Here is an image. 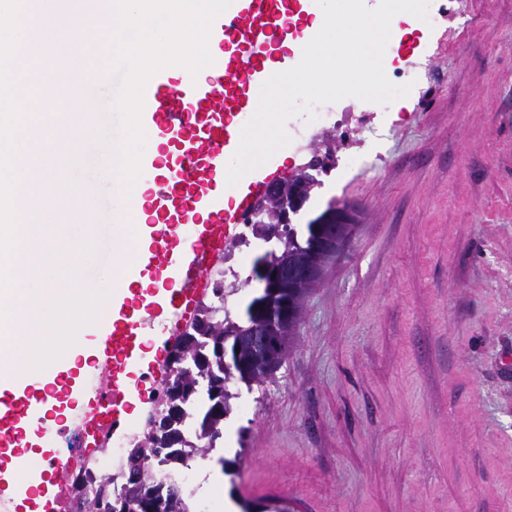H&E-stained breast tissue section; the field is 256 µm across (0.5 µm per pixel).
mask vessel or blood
<instances>
[{
	"instance_id": "1",
	"label": "vessel or blood",
	"mask_w": 512,
	"mask_h": 512,
	"mask_svg": "<svg viewBox=\"0 0 512 512\" xmlns=\"http://www.w3.org/2000/svg\"><path fill=\"white\" fill-rule=\"evenodd\" d=\"M288 37V0H235L229 12L212 24L209 49L212 66L198 78L188 72L163 69L144 90L142 124L158 138L161 149L143 155L142 173L151 189L144 206L151 225H189L185 236L161 234L152 241L148 255L127 265L126 278L150 267L166 273L172 286L163 301L144 298L138 315L126 302H115L95 326L91 367L105 365L104 380L95 384L87 404L90 436L119 429L124 421L128 376L141 366L146 339L159 336L160 310L192 318L196 303L207 288V272L223 254L224 243L240 219L249 214L268 187L278 179L275 171H253L238 185L224 181V169L240 142L250 119V88L288 68L280 48ZM232 194L236 208L227 211L225 194ZM131 203L113 201L104 215H90V223L109 228V242L123 237L130 222ZM75 380L70 370L46 369L40 381L0 366V473L11 467L30 434L46 436L48 421L70 400ZM55 475L52 491L30 486L34 512H61L67 488V470L57 449L42 457Z\"/></svg>"
}]
</instances>
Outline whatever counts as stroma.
Returning a JSON list of instances; mask_svg holds the SVG:
<instances>
[{"label":"stroma","mask_w":512,"mask_h":512,"mask_svg":"<svg viewBox=\"0 0 512 512\" xmlns=\"http://www.w3.org/2000/svg\"><path fill=\"white\" fill-rule=\"evenodd\" d=\"M419 84L341 101L352 164L302 209L353 242L307 297L274 380L234 387L224 456L265 512H512V0H435Z\"/></svg>","instance_id":"35a3bbf8"}]
</instances>
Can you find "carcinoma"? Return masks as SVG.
I'll list each match as a JSON object with an SVG mask.
<instances>
[{
	"label": "carcinoma",
	"mask_w": 512,
	"mask_h": 512,
	"mask_svg": "<svg viewBox=\"0 0 512 512\" xmlns=\"http://www.w3.org/2000/svg\"><path fill=\"white\" fill-rule=\"evenodd\" d=\"M336 214L324 212L316 219L288 230V237L265 253L269 262L286 259L298 266L325 268L328 257L312 249V240L322 229V220ZM315 284L302 282L290 295L267 288L255 294L244 309L243 318L224 312L222 289H214L221 302L198 309L188 334L189 350L174 347L176 357L170 369L171 390L189 395L180 407L164 404L158 426H150L128 452L124 482L102 481L96 494L78 499L76 512H113L112 503L121 492L146 503L154 512H185L183 494L153 480L152 468L163 469L186 455L205 454L222 436L219 425L232 411L238 394L229 390L233 382L247 389L275 378L288 358L304 301Z\"/></svg>",
	"instance_id": "obj_1"
}]
</instances>
